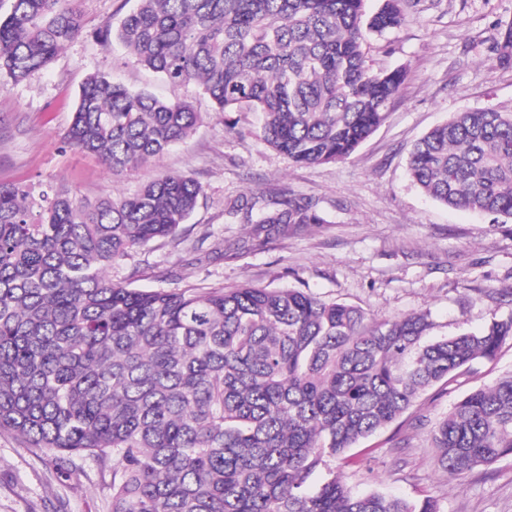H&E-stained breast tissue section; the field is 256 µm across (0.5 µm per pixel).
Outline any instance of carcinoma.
Wrapping results in <instances>:
<instances>
[{"label":"carcinoma","instance_id":"cac0c4a2","mask_svg":"<svg viewBox=\"0 0 512 512\" xmlns=\"http://www.w3.org/2000/svg\"><path fill=\"white\" fill-rule=\"evenodd\" d=\"M407 0H137L98 38L218 112L263 116L260 138L297 164L349 159L407 77L371 72L364 45L405 21ZM75 0H12L0 74L46 69L83 32ZM512 63V22L497 44ZM91 73L63 136L112 172L161 158L202 122ZM408 172L444 205L512 218V112H461L414 145ZM202 185L167 173L133 194L78 200L0 184V430L60 474L112 456V512H439L431 499L357 492L326 459L397 421L512 340V314L433 338L427 313L393 317L299 288L143 290L112 266L177 235ZM290 197L255 235L324 224ZM448 480L512 455V373L459 400L427 434Z\"/></svg>","mask_w":512,"mask_h":512}]
</instances>
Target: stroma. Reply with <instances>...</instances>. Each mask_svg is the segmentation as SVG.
Masks as SVG:
<instances>
[{
	"instance_id": "35a3bbf8",
	"label": "stroma",
	"mask_w": 512,
	"mask_h": 512,
	"mask_svg": "<svg viewBox=\"0 0 512 512\" xmlns=\"http://www.w3.org/2000/svg\"><path fill=\"white\" fill-rule=\"evenodd\" d=\"M136 0H78L83 34L48 70L16 83L0 77V183L64 185L78 197L134 193L167 172L197 179L204 194L177 241H158L112 269L133 287L224 286L245 281L300 288L383 315L429 313L436 336L476 329L512 313V219L448 208L409 179L414 142L472 108L512 110V64L496 58L512 0H413L400 29L369 39L373 71L406 67L386 122L349 159L297 165L258 136L255 112H215L195 84L175 85L134 64L96 31L119 24ZM92 72L163 100L190 101L205 120L160 160L113 173L65 148L75 95ZM316 204L324 221L287 235L255 236L245 205L288 196ZM512 371V340L475 362L458 382L433 388L394 424L328 469L362 491L419 500L440 512H512V456L443 481L424 430L470 390ZM112 459L61 476L41 449L0 432V512H110Z\"/></svg>"
}]
</instances>
